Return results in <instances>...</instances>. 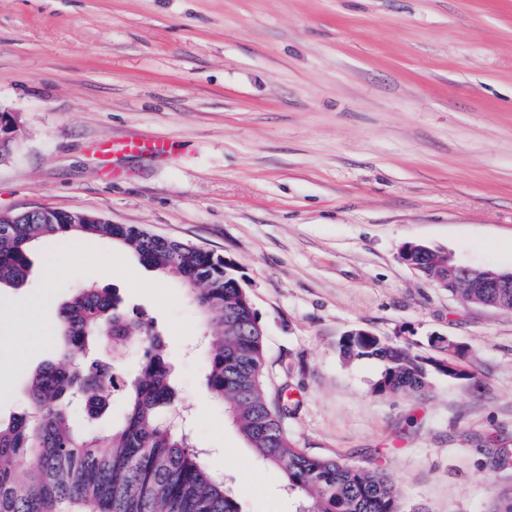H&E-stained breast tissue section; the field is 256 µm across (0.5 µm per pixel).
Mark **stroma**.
I'll list each match as a JSON object with an SVG mask.
<instances>
[{
    "label": "stroma",
    "mask_w": 512,
    "mask_h": 512,
    "mask_svg": "<svg viewBox=\"0 0 512 512\" xmlns=\"http://www.w3.org/2000/svg\"><path fill=\"white\" fill-rule=\"evenodd\" d=\"M0 108L21 126L1 212H95L235 266L298 447L381 466L412 512L512 502L492 455L512 449V312L400 258L416 242L512 269V0H0ZM130 135L171 148L96 157ZM30 260L23 287L0 288V361H16L1 417L56 353L67 285L93 282L163 336L174 411L242 512H295L284 472L207 396L205 327L178 281L104 239ZM355 330L463 376L375 395L381 363L338 348Z\"/></svg>",
    "instance_id": "stroma-1"
}]
</instances>
